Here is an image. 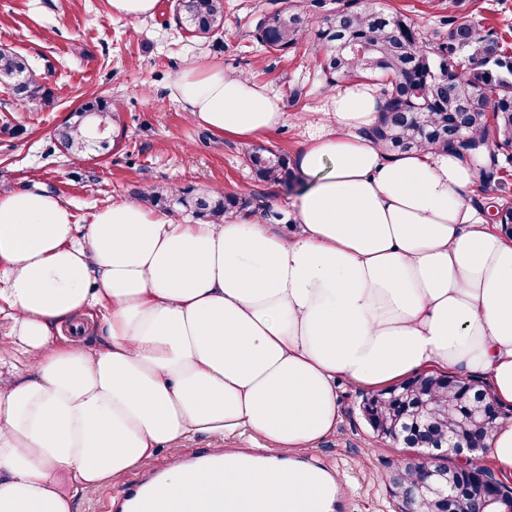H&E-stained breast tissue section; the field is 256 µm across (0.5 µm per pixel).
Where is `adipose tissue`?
Instances as JSON below:
<instances>
[{"mask_svg":"<svg viewBox=\"0 0 512 512\" xmlns=\"http://www.w3.org/2000/svg\"><path fill=\"white\" fill-rule=\"evenodd\" d=\"M174 93L224 137L284 120L217 64L186 65ZM383 104L356 77L327 96L332 130L290 155L289 235L128 200L82 223L57 196L0 188V512H77L85 489L183 438L250 430L307 451L336 426L340 377L373 391L452 369L512 404V239L473 205L468 158L370 137ZM91 313L102 335L64 336ZM312 492L305 471L228 460L169 471L159 512H303Z\"/></svg>","mask_w":512,"mask_h":512,"instance_id":"ef3b65f1","label":"adipose tissue"}]
</instances>
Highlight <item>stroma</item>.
Listing matches in <instances>:
<instances>
[{"mask_svg":"<svg viewBox=\"0 0 512 512\" xmlns=\"http://www.w3.org/2000/svg\"><path fill=\"white\" fill-rule=\"evenodd\" d=\"M279 2L224 0L223 30L200 39L177 26L172 0H158L153 16L138 20L110 15L106 0H0V49L23 55L55 95L51 105L22 107L0 86V124L18 129L14 135L0 133V182L52 192L82 220L112 201H139L150 188L164 185L214 196L239 194L250 199L248 213L256 219L266 209L288 216L293 193L254 177L245 158L249 143L218 136L191 120L173 93L188 61L221 63L226 74L247 76L280 98L285 120L264 145L296 149L308 125L325 123L329 88L305 49L273 54L257 42L259 16ZM376 5L405 14L431 39L447 36L449 18L463 17L512 42V0H376ZM92 93L119 104L125 133L110 153L78 161L60 152L52 135ZM336 392V428L310 454L342 478L354 512H395L381 476L396 466V449L377 438L362 417V389L340 377ZM259 440L252 432L196 436L163 447L156 459L166 463L202 448H241Z\"/></svg>","mask_w":512,"mask_h":512,"instance_id":"35a3bbf8","label":"stroma"}]
</instances>
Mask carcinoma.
Returning <instances> with one entry per match:
<instances>
[{
    "label": "carcinoma",
    "mask_w": 512,
    "mask_h": 512,
    "mask_svg": "<svg viewBox=\"0 0 512 512\" xmlns=\"http://www.w3.org/2000/svg\"><path fill=\"white\" fill-rule=\"evenodd\" d=\"M175 11L180 27L196 37L207 38L224 28V0H176ZM448 24V41L432 46L407 16L381 13L367 0H351L323 18L312 50L327 85L360 75L380 85L385 109L373 135L387 149L410 152L466 139L479 149L472 159L480 180L487 181L496 169L495 163H486L485 147L512 149V54L492 30L456 18ZM255 33L271 51L300 48L310 34L305 0H286L284 7L262 14ZM0 84L24 107L49 105L54 99L45 77L25 57L6 49H0ZM118 124L119 107L92 96L56 129L55 139L72 156L93 144L107 150L110 140L96 138L95 131ZM247 162L261 181L288 186L296 179L281 150L257 146L247 154ZM147 198L161 208L179 207L213 224L248 205L231 193L202 197L158 187ZM495 208L501 214V231L512 235V198H499ZM362 413L377 435L427 451L474 437L488 440L504 415L487 399L483 384L449 373L416 374L372 393L363 399ZM430 483L432 512H443L444 496L453 497L454 512L474 508L469 472L463 466L438 462Z\"/></svg>",
    "instance_id": "obj_1"
}]
</instances>
